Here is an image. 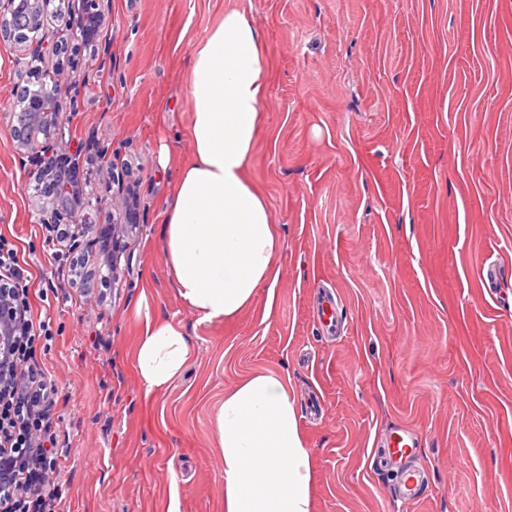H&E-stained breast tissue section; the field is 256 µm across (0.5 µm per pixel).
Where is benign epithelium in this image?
<instances>
[{"label":"benign epithelium","instance_id":"obj_1","mask_svg":"<svg viewBox=\"0 0 512 512\" xmlns=\"http://www.w3.org/2000/svg\"><path fill=\"white\" fill-rule=\"evenodd\" d=\"M53 0H0V41H9L17 49L14 64L21 67L29 55H40L42 49L49 48L54 56L68 52L76 53L80 48L96 41L95 34L100 30L103 10L99 0H78L76 12L82 19L73 23L72 38L75 44L55 42L45 45L40 37L43 20L50 11ZM34 89L23 92L18 106L26 114L25 124L15 133L19 148L31 154L39 164L38 178L41 181L39 197L42 202L36 205L37 222L44 225L47 239L54 245L62 246L66 253L74 258L85 256L89 236L93 225L101 222L98 209V190L84 192V201L80 208L69 209L64 200L72 190L67 180L45 168L44 161L49 157L63 153L70 161L81 160L82 148L71 147L63 138L54 137V132L62 130L66 112L78 108L77 100L70 97V85L64 74L63 64L37 73L33 76ZM72 227V231L63 236L62 226ZM20 282L12 273L0 272V365L7 359L12 362L15 382L22 386L27 382L28 370L25 356L15 351L14 335L16 331L14 312L23 309Z\"/></svg>","mask_w":512,"mask_h":512}]
</instances>
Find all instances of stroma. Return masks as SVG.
<instances>
[{"label":"stroma","instance_id":"1","mask_svg":"<svg viewBox=\"0 0 512 512\" xmlns=\"http://www.w3.org/2000/svg\"><path fill=\"white\" fill-rule=\"evenodd\" d=\"M247 12L271 73L250 179L284 240L281 274L236 317L200 324L173 288L162 228L192 158L188 60L224 10ZM0 42V237L53 390L52 480L69 512H224L214 420L254 372L283 376L312 451V512H512V0H110L67 79V139L112 221L110 166H128L138 224L128 265L89 287L34 218L37 168L9 119L28 70ZM147 297L193 347L148 396L134 373ZM335 306L333 327L319 314ZM404 429L429 471L421 500L369 467Z\"/></svg>","mask_w":512,"mask_h":512}]
</instances>
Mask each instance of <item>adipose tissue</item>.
Wrapping results in <instances>:
<instances>
[{
  "label": "adipose tissue",
  "instance_id": "ef3b65f1",
  "mask_svg": "<svg viewBox=\"0 0 512 512\" xmlns=\"http://www.w3.org/2000/svg\"><path fill=\"white\" fill-rule=\"evenodd\" d=\"M191 161L172 186L163 236L173 287L198 322L236 316L273 288L284 244L248 176L269 86L263 35L245 11H225L192 47ZM192 346L180 325L144 315L135 371L145 394L181 374ZM214 435L224 512H311L312 457L284 377L249 376L224 397Z\"/></svg>",
  "mask_w": 512,
  "mask_h": 512
}]
</instances>
